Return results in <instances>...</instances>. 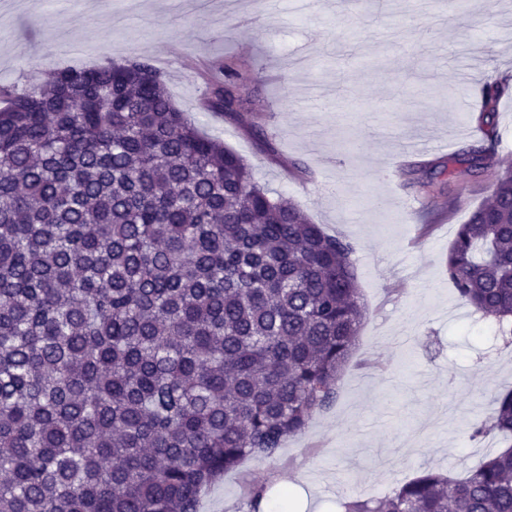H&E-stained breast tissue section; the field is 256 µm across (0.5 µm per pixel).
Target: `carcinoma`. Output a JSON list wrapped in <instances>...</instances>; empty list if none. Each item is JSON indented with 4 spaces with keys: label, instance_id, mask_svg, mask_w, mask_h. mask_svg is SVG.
<instances>
[{
    "label": "carcinoma",
    "instance_id": "cac0c4a2",
    "mask_svg": "<svg viewBox=\"0 0 512 512\" xmlns=\"http://www.w3.org/2000/svg\"><path fill=\"white\" fill-rule=\"evenodd\" d=\"M512 75L482 90L491 177L445 260L459 298L512 327V165L493 162ZM236 119L235 57L208 85ZM351 242L325 234L196 127L139 60L0 86V512H197L249 459L273 460L331 408L366 308ZM460 477L428 470L342 512H512V390Z\"/></svg>",
    "mask_w": 512,
    "mask_h": 512
}]
</instances>
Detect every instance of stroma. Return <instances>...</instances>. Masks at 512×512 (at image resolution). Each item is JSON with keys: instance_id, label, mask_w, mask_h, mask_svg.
Segmentation results:
<instances>
[{"instance_id": "35a3bbf8", "label": "stroma", "mask_w": 512, "mask_h": 512, "mask_svg": "<svg viewBox=\"0 0 512 512\" xmlns=\"http://www.w3.org/2000/svg\"><path fill=\"white\" fill-rule=\"evenodd\" d=\"M123 21L116 0H15L0 14V83L25 88L68 67L148 60L198 128L253 167L322 230L348 239L367 306L327 412L271 461H245L209 487L199 512H266L282 492L290 512H340L349 496L384 495L425 469L458 476L497 442L474 439L493 396L512 387V340L457 296L444 256L459 224L491 193L459 170L449 194L426 195L387 174L410 138L443 144L416 165L480 147L469 94L487 71L512 74V0H387L347 11L344 0H139ZM178 43L177 56L166 55ZM234 55L259 92L230 120L202 105L198 63Z\"/></svg>"}]
</instances>
